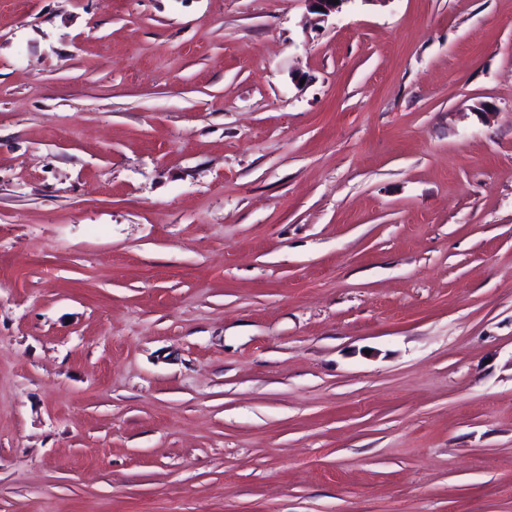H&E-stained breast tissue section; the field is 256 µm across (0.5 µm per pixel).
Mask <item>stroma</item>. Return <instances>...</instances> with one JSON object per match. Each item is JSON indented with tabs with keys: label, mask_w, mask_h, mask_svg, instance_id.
<instances>
[{
	"label": "stroma",
	"mask_w": 512,
	"mask_h": 512,
	"mask_svg": "<svg viewBox=\"0 0 512 512\" xmlns=\"http://www.w3.org/2000/svg\"><path fill=\"white\" fill-rule=\"evenodd\" d=\"M0 512H512V0H0Z\"/></svg>",
	"instance_id": "1"
}]
</instances>
